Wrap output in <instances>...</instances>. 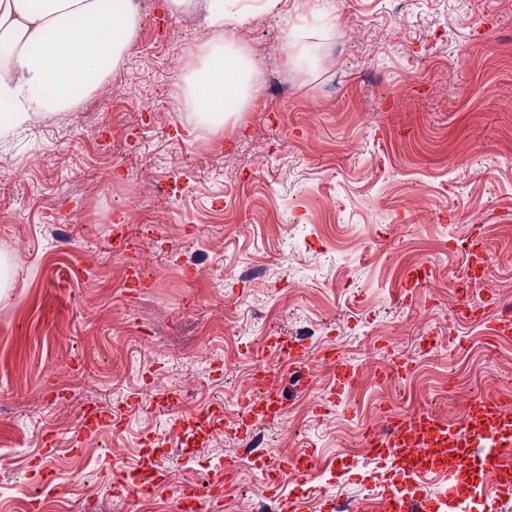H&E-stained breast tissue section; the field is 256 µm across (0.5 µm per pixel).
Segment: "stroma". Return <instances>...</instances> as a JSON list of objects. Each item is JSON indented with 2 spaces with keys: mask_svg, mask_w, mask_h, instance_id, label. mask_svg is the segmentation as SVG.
<instances>
[{
  "mask_svg": "<svg viewBox=\"0 0 512 512\" xmlns=\"http://www.w3.org/2000/svg\"><path fill=\"white\" fill-rule=\"evenodd\" d=\"M135 2L137 41L108 79L123 97L0 138V512H171V494L123 481L161 437L173 484L223 481L211 512L265 497L321 512L393 479L362 445L390 413L458 423L495 393L512 414V341L458 315L512 304V0H243L236 44L288 91L211 128L182 102L210 32ZM477 229L487 269L463 297L450 281ZM131 266L150 282L137 294ZM272 336L336 348L358 378L336 398L327 365L309 393L283 386L286 424L253 431L274 450L270 485L222 463L243 452L231 428L253 366L278 361ZM93 403L102 424L77 437ZM211 406L222 428L170 437ZM307 452L306 477L284 466Z\"/></svg>",
  "mask_w": 512,
  "mask_h": 512,
  "instance_id": "stroma-1",
  "label": "stroma"
}]
</instances>
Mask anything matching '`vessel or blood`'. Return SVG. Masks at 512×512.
I'll return each instance as SVG.
<instances>
[{
    "instance_id": "1",
    "label": "vessel or blood",
    "mask_w": 512,
    "mask_h": 512,
    "mask_svg": "<svg viewBox=\"0 0 512 512\" xmlns=\"http://www.w3.org/2000/svg\"><path fill=\"white\" fill-rule=\"evenodd\" d=\"M480 321L489 335H512L511 313L498 311L481 316ZM270 347L280 363L255 365L251 377L254 395L243 403L245 415L238 425L239 433H247L258 421L283 420L284 381L292 378L301 388L311 387L317 363L335 364V382L340 389L355 383V374L347 370L335 350L313 356L296 339H278ZM364 445L375 458L390 461L398 475L380 493L383 512H439L441 506L464 498H483V478L487 475L497 486L512 487V459L502 454L503 449L512 446V415L504 413L497 398L490 394L473 399L459 424L445 421L429 410L392 414L385 430H366ZM429 479L444 483L443 500L424 492L423 484ZM143 489L150 494L172 492L175 512H204L206 500L215 501L223 495L219 481L212 484L205 499L188 484L171 488L167 474L158 468Z\"/></svg>"
}]
</instances>
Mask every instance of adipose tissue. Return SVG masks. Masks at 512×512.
Wrapping results in <instances>:
<instances>
[{"instance_id": "ef3b65f1", "label": "adipose tissue", "mask_w": 512, "mask_h": 512, "mask_svg": "<svg viewBox=\"0 0 512 512\" xmlns=\"http://www.w3.org/2000/svg\"><path fill=\"white\" fill-rule=\"evenodd\" d=\"M174 16L188 15L210 30L200 69L186 76L183 98L203 122L224 119L226 99L236 110L254 107L256 66L232 49L243 23L240 0H167ZM134 0H0V133L47 112L67 109L77 92L91 93L122 66L134 45Z\"/></svg>"}]
</instances>
